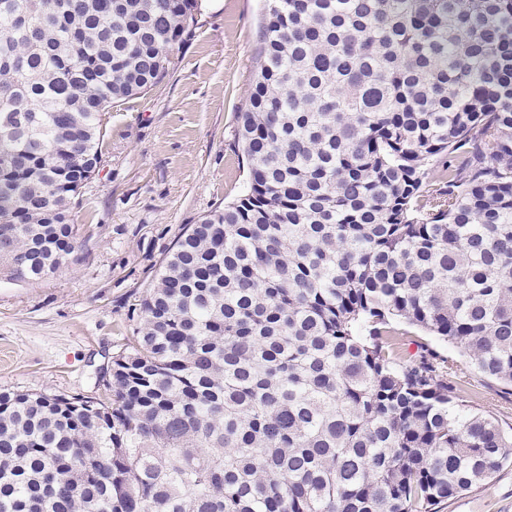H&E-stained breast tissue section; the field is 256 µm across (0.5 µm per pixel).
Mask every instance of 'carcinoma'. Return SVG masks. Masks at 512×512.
Here are the masks:
<instances>
[{
  "mask_svg": "<svg viewBox=\"0 0 512 512\" xmlns=\"http://www.w3.org/2000/svg\"><path fill=\"white\" fill-rule=\"evenodd\" d=\"M199 0H0V278L73 258L112 103ZM247 186L177 240L108 397L0 393V512H438L512 460V0H270ZM425 343L436 348L444 356L452 359L458 367V382L462 391L460 399L473 409L497 419L504 428H512V389H507L497 381L474 372L451 346L427 336H421Z\"/></svg>",
  "mask_w": 512,
  "mask_h": 512,
  "instance_id": "obj_1",
  "label": "carcinoma"
}]
</instances>
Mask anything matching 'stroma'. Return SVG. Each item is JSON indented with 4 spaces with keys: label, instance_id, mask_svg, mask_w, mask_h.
Instances as JSON below:
<instances>
[{
    "label": "stroma",
    "instance_id": "stroma-1",
    "mask_svg": "<svg viewBox=\"0 0 512 512\" xmlns=\"http://www.w3.org/2000/svg\"><path fill=\"white\" fill-rule=\"evenodd\" d=\"M268 0H202L198 24L148 93L113 104L102 162L73 205L79 259L36 285L0 279V393L98 395L163 258L247 185L237 144ZM458 361L461 400L512 428V389ZM440 512H512V466Z\"/></svg>",
    "mask_w": 512,
    "mask_h": 512
}]
</instances>
